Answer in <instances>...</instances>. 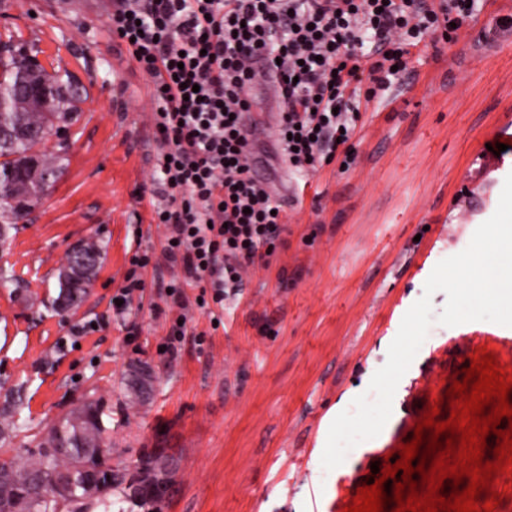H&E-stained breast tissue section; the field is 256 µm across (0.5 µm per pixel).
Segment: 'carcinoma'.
<instances>
[{"label": "carcinoma", "mask_w": 512, "mask_h": 512, "mask_svg": "<svg viewBox=\"0 0 512 512\" xmlns=\"http://www.w3.org/2000/svg\"><path fill=\"white\" fill-rule=\"evenodd\" d=\"M28 57L23 46L9 59L0 58V198L8 200L0 209V242L8 239L11 229L29 213L42 193L44 175L60 173L66 158L40 148L37 134L54 126L70 127L78 122L81 105L87 98L86 87L72 92L71 76H63L54 69L33 64L22 67L18 58ZM34 72L42 84L52 87L56 96L44 109L29 97L23 84V74ZM102 246L96 240L81 241L66 255V263L59 268V292L55 301L77 299L88 293L94 273L83 276V285L71 288L75 274L74 263L84 259L102 260ZM151 386L140 385L130 372L123 378L125 396L132 403L146 401ZM22 388L5 396L0 404V442H7L18 429L19 405ZM104 447V428L96 418L76 434L63 425H53L39 435L36 450H26L0 459V512H58L56 500L47 497L48 486L55 478L72 471L74 462L87 448Z\"/></svg>", "instance_id": "cac0c4a2"}]
</instances>
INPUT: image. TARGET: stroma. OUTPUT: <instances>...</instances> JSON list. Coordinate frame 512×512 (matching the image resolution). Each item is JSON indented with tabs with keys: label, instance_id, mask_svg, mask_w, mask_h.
<instances>
[{
	"label": "stroma",
	"instance_id": "obj_1",
	"mask_svg": "<svg viewBox=\"0 0 512 512\" xmlns=\"http://www.w3.org/2000/svg\"><path fill=\"white\" fill-rule=\"evenodd\" d=\"M111 10L112 0H0V40L34 44L88 89L69 140L42 144L65 154L62 177L0 246V397L23 385L26 421L0 453L34 447L93 398L112 469L133 472L155 448L177 462L169 496L149 512H338L372 463L412 438L448 374L482 353L479 333L512 336L487 321L432 324L380 435L349 451L350 466L323 469L333 415L367 391L432 270L467 248L512 173V0H485L458 42L426 37L407 74L362 102L349 169L292 174L275 139L280 104L252 87L251 168L288 230L237 298L200 308V288H185L174 355L163 349L175 318L160 288L166 262L142 270L124 314L112 310L135 242L158 254L164 234L144 196L154 187L153 85L113 33ZM502 140L508 149L494 154ZM88 239L105 247L97 276L79 306L56 311V271ZM134 362L154 373L143 404L121 391Z\"/></svg>",
	"mask_w": 512,
	"mask_h": 512
}]
</instances>
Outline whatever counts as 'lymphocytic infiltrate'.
<instances>
[{
	"label": "lymphocytic infiltrate",
	"instance_id": "obj_1",
	"mask_svg": "<svg viewBox=\"0 0 512 512\" xmlns=\"http://www.w3.org/2000/svg\"><path fill=\"white\" fill-rule=\"evenodd\" d=\"M479 0H114L109 22L154 80L157 172L167 200L164 260L178 272L165 296L179 310L169 353L186 333L184 286L215 303L238 295L285 231L278 202L255 181L244 115L259 68L279 78L278 140L296 173L334 160L360 115L358 89L402 78L413 49L454 43Z\"/></svg>",
	"mask_w": 512,
	"mask_h": 512
}]
</instances>
